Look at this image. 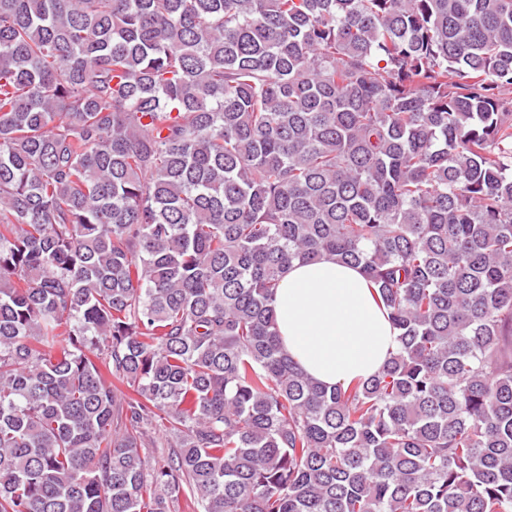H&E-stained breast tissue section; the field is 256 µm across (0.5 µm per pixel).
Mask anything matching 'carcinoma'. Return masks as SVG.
Wrapping results in <instances>:
<instances>
[{"mask_svg": "<svg viewBox=\"0 0 512 512\" xmlns=\"http://www.w3.org/2000/svg\"><path fill=\"white\" fill-rule=\"evenodd\" d=\"M323 257L399 331L332 389ZM182 497L512 512V0H0V512ZM274 307L282 350L330 388L369 380L397 345L398 331L362 271L333 259L294 262Z\"/></svg>", "mask_w": 512, "mask_h": 512, "instance_id": "cac0c4a2", "label": "carcinoma"}]
</instances>
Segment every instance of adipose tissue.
<instances>
[{
    "mask_svg": "<svg viewBox=\"0 0 512 512\" xmlns=\"http://www.w3.org/2000/svg\"><path fill=\"white\" fill-rule=\"evenodd\" d=\"M274 307L283 351L331 388L372 378L397 345L362 271L333 259L293 263Z\"/></svg>",
    "mask_w": 512,
    "mask_h": 512,
    "instance_id": "1",
    "label": "adipose tissue"
}]
</instances>
